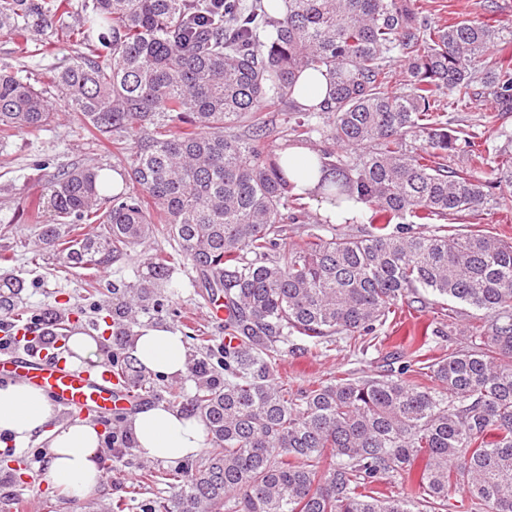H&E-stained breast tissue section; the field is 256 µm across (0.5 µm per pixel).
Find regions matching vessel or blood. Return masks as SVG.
I'll list each match as a JSON object with an SVG mask.
<instances>
[{
	"label": "vessel or blood",
	"instance_id": "b4317fda",
	"mask_svg": "<svg viewBox=\"0 0 512 512\" xmlns=\"http://www.w3.org/2000/svg\"><path fill=\"white\" fill-rule=\"evenodd\" d=\"M32 335L31 329H17L16 338L25 342V349L0 351V382L23 380L41 388L57 405L104 416L132 410L139 403L138 392H119L110 364L86 369L65 365Z\"/></svg>",
	"mask_w": 512,
	"mask_h": 512
}]
</instances>
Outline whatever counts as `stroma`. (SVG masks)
<instances>
[{
	"label": "stroma",
	"mask_w": 512,
	"mask_h": 512,
	"mask_svg": "<svg viewBox=\"0 0 512 512\" xmlns=\"http://www.w3.org/2000/svg\"><path fill=\"white\" fill-rule=\"evenodd\" d=\"M74 45L63 40L54 46H45L41 37L17 44L0 38V69H7L28 78L36 88H48L51 66L63 64L72 54ZM59 114L56 123L37 135H15L0 138V280H20L23 289L19 304L23 307V321L40 313L68 309L72 312L70 331H81L99 337L96 352L88 357V364L105 360L114 343L112 338V304L116 297L114 285L133 281L146 273L149 258L168 245L167 240L156 238L141 247L130 262L113 264L96 278H89L86 270L62 267L53 252L44 249L38 240L39 224L51 223V212L41 215L39 224H31L22 213V201L48 187L59 164L98 163L111 166V145L100 143L80 128L65 111L63 101H55ZM486 98H475L469 105L448 108V127L459 138H476L489 147L503 145L501 136L485 132L475 119L479 112L491 109ZM192 272L184 266L176 267L173 292L162 313L142 315L139 326L160 325L187 336L186 348L191 360H201L202 354L195 343L196 337H210L213 344L224 341V323L210 316L205 302L191 284ZM473 308L429 297L402 328L389 335L383 347H369L367 352L354 356L341 336L313 346L301 340L284 354L280 371L297 386L324 381L344 372L366 377L378 373L386 353L405 343L422 326H443L454 323L462 326L474 322ZM44 441L31 440L28 447L15 451L13 447H0V471H9L12 483L0 486V498L9 502L12 512H18L26 501L41 500L43 512H88L95 505L104 512L112 503L124 501V512H145L146 508L173 500L178 490L167 483L165 474L176 467L172 461H154L128 451L120 458L104 461L106 477L100 487L88 498H71L46 478L32 479L28 461L33 453L45 450Z\"/></svg>",
	"instance_id": "obj_1"
}]
</instances>
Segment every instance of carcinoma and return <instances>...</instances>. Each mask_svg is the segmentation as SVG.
<instances>
[{"label": "carcinoma", "instance_id": "carcinoma-1", "mask_svg": "<svg viewBox=\"0 0 512 512\" xmlns=\"http://www.w3.org/2000/svg\"><path fill=\"white\" fill-rule=\"evenodd\" d=\"M416 2L288 0L280 13L275 0H92L68 23L69 0H0L1 38L37 30L52 46L65 30L83 47L55 70L54 95L122 168L116 191L100 166L58 169L47 197L26 201L36 218L54 213L42 244L97 272L156 236L172 247L113 289L119 381L151 392L130 354L133 327L162 311L175 265H190L200 296L229 312L224 376L192 364L183 404L210 447L172 473L180 491L164 512H443L458 487L466 512H512V242L446 225L512 198V151L459 143L444 107L486 95L494 108L477 125L504 133L512 26L492 13L441 24ZM395 54L407 66L397 92ZM307 70L331 84L311 108L293 98ZM264 102L291 112L293 144L341 148L313 150L334 174L320 189L370 207L365 237L314 225L302 244L284 243L283 225L310 217L277 163ZM54 117L43 91L0 71V132L36 133ZM456 153L463 165H448ZM406 218L442 224L390 229ZM74 224L104 232L75 238ZM424 292L483 313L465 347L429 361L411 340L391 354L396 370L306 387L278 377L283 346L372 343ZM396 479L404 490L379 492Z\"/></svg>", "mask_w": 512, "mask_h": 512}]
</instances>
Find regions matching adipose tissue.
<instances>
[{"label":"adipose tissue","instance_id":"obj_1","mask_svg":"<svg viewBox=\"0 0 512 512\" xmlns=\"http://www.w3.org/2000/svg\"><path fill=\"white\" fill-rule=\"evenodd\" d=\"M314 155L301 145L284 146L279 164L293 193L315 203L321 217L343 224L364 210L356 198L337 202L321 194L317 185L324 174L313 166ZM131 353L146 370L178 376L187 370L188 354L182 336L161 326L141 328ZM50 398L23 382L0 384V436L16 449H24L32 438L48 446V480L74 498L90 495L100 485L104 470L99 459L101 433L82 420L68 424L53 421ZM129 428L138 453L149 460H178L198 453L205 441L200 418L162 406H147L135 413Z\"/></svg>","mask_w":512,"mask_h":512}]
</instances>
